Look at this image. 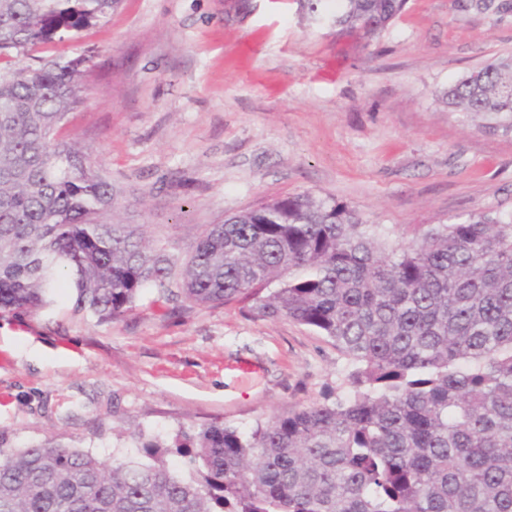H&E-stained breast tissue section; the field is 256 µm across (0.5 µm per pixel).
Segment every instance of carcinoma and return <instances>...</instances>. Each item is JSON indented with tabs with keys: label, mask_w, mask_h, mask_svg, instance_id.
I'll return each mask as SVG.
<instances>
[{
	"label": "carcinoma",
	"mask_w": 512,
	"mask_h": 512,
	"mask_svg": "<svg viewBox=\"0 0 512 512\" xmlns=\"http://www.w3.org/2000/svg\"><path fill=\"white\" fill-rule=\"evenodd\" d=\"M119 0H0V58L96 23ZM406 0H336L370 43ZM82 60L0 69V314H33L60 280L102 319L145 288L192 306L287 318L347 360L344 393L259 422L181 432L200 465L133 431L143 459L53 439L0 445V512H512V214L472 212L389 243L330 198L273 199L207 226L181 259L114 217L118 191L59 139ZM448 111L512 132V57L448 86Z\"/></svg>",
	"instance_id": "1"
}]
</instances>
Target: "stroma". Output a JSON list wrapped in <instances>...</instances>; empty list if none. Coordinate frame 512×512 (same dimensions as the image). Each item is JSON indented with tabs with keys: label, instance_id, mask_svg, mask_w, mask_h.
I'll list each match as a JSON object with an SVG mask.
<instances>
[{
	"label": "stroma",
	"instance_id": "1",
	"mask_svg": "<svg viewBox=\"0 0 512 512\" xmlns=\"http://www.w3.org/2000/svg\"><path fill=\"white\" fill-rule=\"evenodd\" d=\"M407 0L363 45L298 0H120L42 58H83L82 103L61 129L120 192L117 215L186 257L209 224L311 193L389 239L469 213L512 212V133L449 112L448 85L512 55V0ZM144 289L103 320L71 289L0 316V442L51 438L103 460L140 456L129 422L169 443L180 427L258 421L339 389L345 358L288 319L235 306L159 307Z\"/></svg>",
	"mask_w": 512,
	"mask_h": 512
}]
</instances>
